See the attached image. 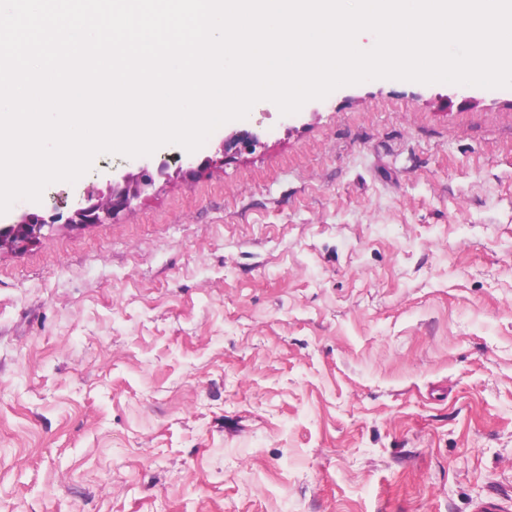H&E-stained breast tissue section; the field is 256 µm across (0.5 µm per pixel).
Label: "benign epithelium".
Wrapping results in <instances>:
<instances>
[{"mask_svg": "<svg viewBox=\"0 0 512 512\" xmlns=\"http://www.w3.org/2000/svg\"><path fill=\"white\" fill-rule=\"evenodd\" d=\"M259 144L258 134L243 129L220 145L219 157L206 160V164L224 161L230 151L241 153ZM167 165L161 162L154 165L146 162L136 174H126L118 179L107 180L106 188L91 187L83 197L67 211L48 214L44 211L30 212L18 224L0 225V251L21 250L36 243L43 235L45 227L63 222L65 224H99L117 218L120 213L131 208L133 201L153 189L157 180L166 174Z\"/></svg>", "mask_w": 512, "mask_h": 512, "instance_id": "1", "label": "benign epithelium"}]
</instances>
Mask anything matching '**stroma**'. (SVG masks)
Instances as JSON below:
<instances>
[{
	"mask_svg": "<svg viewBox=\"0 0 512 512\" xmlns=\"http://www.w3.org/2000/svg\"><path fill=\"white\" fill-rule=\"evenodd\" d=\"M151 158L0 253V512H512L511 93L370 80ZM257 144H259V137L256 132L249 129L240 130L229 138H224L219 150L216 152L217 155H221V157L218 158L215 156V159L210 158L206 160L205 163L211 166L214 163L217 164L218 162H224L225 153L230 151L241 153L243 151L251 150ZM166 162L157 166L146 162L136 174L107 180L105 191L92 186L83 197L65 213L57 211L30 212L19 224L0 225V252L21 250L36 243L43 230L63 220V224H99L112 221L131 208L133 201L153 189L157 180L166 174Z\"/></svg>",
	"mask_w": 512,
	"mask_h": 512,
	"instance_id": "obj_1",
	"label": "stroma"
}]
</instances>
